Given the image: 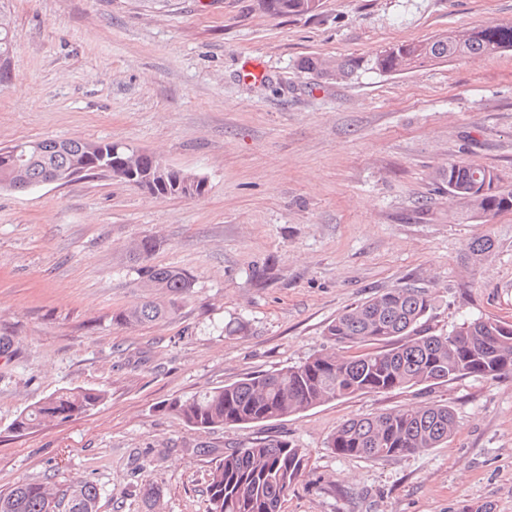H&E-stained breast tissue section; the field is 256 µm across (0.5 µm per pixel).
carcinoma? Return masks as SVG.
Wrapping results in <instances>:
<instances>
[{"mask_svg": "<svg viewBox=\"0 0 512 512\" xmlns=\"http://www.w3.org/2000/svg\"><path fill=\"white\" fill-rule=\"evenodd\" d=\"M320 0H263L275 15L300 16L316 12ZM512 50V24H495L453 32L417 43L392 44L368 58L348 59L327 75L350 78L360 71L383 75L403 74L452 57L495 56ZM24 174L39 183L53 169L69 168L89 148L102 151L97 165L83 176H112L126 170L134 149L121 144L70 140L57 146L53 140L23 143ZM155 159L140 155L136 173L125 182L153 195L196 197L179 182L178 173L166 183H150ZM448 182L449 197L469 211L484 216L512 209V190L500 186L492 169L453 163L437 171ZM16 170L0 162V190L16 189ZM158 241L141 238L130 256L145 261ZM494 243L478 238L469 249L475 261L486 260ZM145 287L169 296V304L145 300L120 313L117 320L143 325L174 313L179 297L194 286L187 272L174 267L145 269ZM434 308V298L423 289L388 288L336 316L325 327L329 346L306 361L255 375L222 388L196 393L169 404L190 427L211 430L280 419L331 400L369 393H386L413 386L445 384L465 377L496 379L512 373V326L499 319L466 320L445 335L426 332L424 319ZM363 351L349 355L347 350ZM103 399L91 388L65 389L45 397L13 423L23 432L44 420H64L83 413ZM457 429L452 408L429 403L408 406L371 417L351 419L329 437L327 447L342 457L371 462L396 460L425 453L448 443ZM306 449L287 440L259 441L224 455L213 469L208 485L209 512H281L288 491L306 466ZM96 486L80 482L65 488L44 483H25L0 494V512H95Z\"/></svg>", "mask_w": 512, "mask_h": 512, "instance_id": "obj_1", "label": "carcinoma"}]
</instances>
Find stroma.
<instances>
[{
  "mask_svg": "<svg viewBox=\"0 0 512 512\" xmlns=\"http://www.w3.org/2000/svg\"><path fill=\"white\" fill-rule=\"evenodd\" d=\"M0 147L122 143L205 177L195 198L95 176L0 191V493L97 486V512H207L225 451L288 440L307 451L281 512H512V373L334 400L279 420L203 432L176 399L297 365L347 308L424 288L426 326L512 321V210L464 219L434 174L451 162L512 189V51L335 81L304 68L401 42L512 23V0H322L315 15L262 0H0ZM188 272L175 314L118 322L138 302L128 251ZM495 244L472 266L469 244ZM235 333H225V326ZM104 400L18 433L63 388ZM439 402L448 445L399 460L337 456L345 421ZM160 497L149 501L147 486Z\"/></svg>",
  "mask_w": 512,
  "mask_h": 512,
  "instance_id": "obj_1",
  "label": "stroma"
}]
</instances>
